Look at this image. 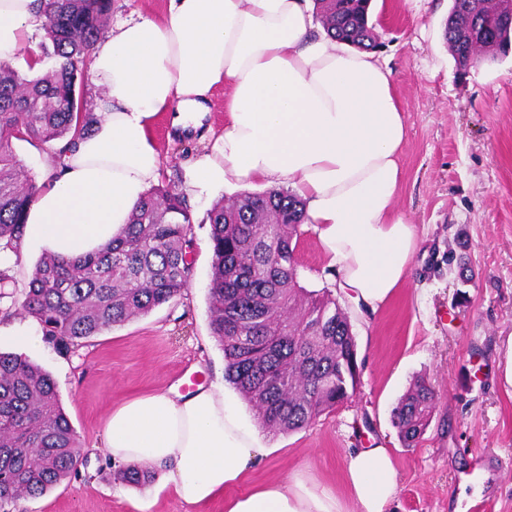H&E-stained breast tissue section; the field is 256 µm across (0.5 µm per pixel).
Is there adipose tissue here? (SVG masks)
<instances>
[{"label": "adipose tissue", "mask_w": 512, "mask_h": 512, "mask_svg": "<svg viewBox=\"0 0 512 512\" xmlns=\"http://www.w3.org/2000/svg\"><path fill=\"white\" fill-rule=\"evenodd\" d=\"M43 22L39 0H0V62ZM91 76L104 91L96 121L37 194L24 244L73 259L111 242L159 176L153 118L170 110L173 126L197 129L220 87L224 132L189 186L291 188L356 304L377 308L407 280L420 239L394 208L407 130L392 72L316 33L311 0H169L162 18L129 19L97 43ZM105 438L114 462L167 467L179 500L220 497L225 512H388L400 490L377 446L346 454L344 498L293 476L238 492L262 454L259 432L211 390L130 400Z\"/></svg>", "instance_id": "adipose-tissue-1"}]
</instances>
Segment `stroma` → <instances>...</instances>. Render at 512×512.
<instances>
[{"label": "stroma", "mask_w": 512, "mask_h": 512, "mask_svg": "<svg viewBox=\"0 0 512 512\" xmlns=\"http://www.w3.org/2000/svg\"><path fill=\"white\" fill-rule=\"evenodd\" d=\"M451 0H372L376 54L392 72L404 112V179L396 207L421 247L410 275L377 310L356 308L337 285L311 225H302L300 283L328 289L352 325L362 371L355 395L309 426L261 436L264 451L245 488L299 475L340 492L347 451L390 450L400 475L392 512H512V387L502 379L512 335V55L459 77L444 37ZM158 181L175 186L193 219V273L182 295L149 314L58 353L48 342L19 344L15 328L36 327L21 303L42 248L20 250L0 291V351L49 372L83 448L79 473L20 512H224L223 499L188 506L166 471L150 485L114 481L104 429L115 406L153 392L190 395L219 388L246 424L251 407L224 379V355L210 329V227L202 219L234 186L190 190L186 169L206 142L160 113L151 126ZM21 176L41 181L56 144L14 141ZM437 393L426 431L404 447L393 410L416 377Z\"/></svg>", "instance_id": "35a3bbf8"}]
</instances>
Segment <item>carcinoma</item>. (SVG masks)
<instances>
[{
  "label": "carcinoma",
  "mask_w": 512,
  "mask_h": 512,
  "mask_svg": "<svg viewBox=\"0 0 512 512\" xmlns=\"http://www.w3.org/2000/svg\"><path fill=\"white\" fill-rule=\"evenodd\" d=\"M47 42L56 65L29 79L0 64V250L17 249L38 193L20 182L12 140L48 144L87 134L94 113L79 101L88 56L105 30L112 0H41ZM328 36L360 50L378 45L371 0H317ZM481 0H452L448 47L463 54L487 43L484 61L512 52V27L490 25ZM213 249L209 283L211 333L224 353V379L253 407L273 435L306 427L348 401L360 382L347 314L326 291L300 285L296 257L304 206L292 192H243L213 205L206 216ZM192 218L170 187L144 194L122 233L94 255L45 254L35 267L22 310L60 353L82 340L148 314L188 288ZM435 391L416 380L393 411L405 446L415 445L434 408ZM79 435L52 376L25 356L0 352V507L44 494L78 472ZM152 467L113 471V480L146 484Z\"/></svg>",
  "instance_id": "1"
}]
</instances>
